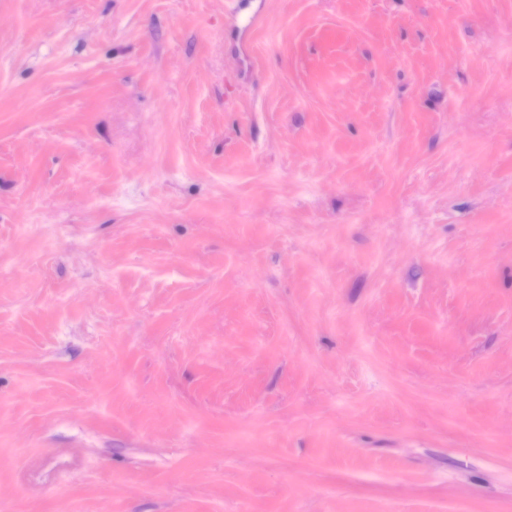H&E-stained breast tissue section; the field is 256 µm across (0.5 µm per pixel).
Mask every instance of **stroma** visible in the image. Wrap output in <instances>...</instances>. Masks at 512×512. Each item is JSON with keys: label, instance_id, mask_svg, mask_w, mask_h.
Listing matches in <instances>:
<instances>
[{"label": "stroma", "instance_id": "obj_1", "mask_svg": "<svg viewBox=\"0 0 512 512\" xmlns=\"http://www.w3.org/2000/svg\"><path fill=\"white\" fill-rule=\"evenodd\" d=\"M0 512H512V0H0Z\"/></svg>", "mask_w": 512, "mask_h": 512}]
</instances>
